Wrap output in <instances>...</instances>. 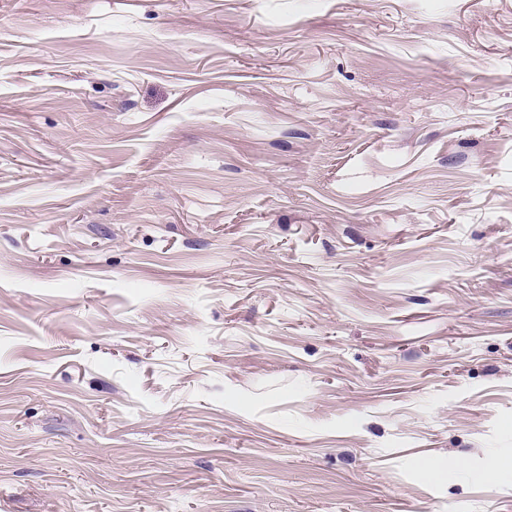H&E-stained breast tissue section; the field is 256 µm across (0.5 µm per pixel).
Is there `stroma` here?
<instances>
[{
  "mask_svg": "<svg viewBox=\"0 0 512 512\" xmlns=\"http://www.w3.org/2000/svg\"><path fill=\"white\" fill-rule=\"evenodd\" d=\"M0 512H512V0H0Z\"/></svg>",
  "mask_w": 512,
  "mask_h": 512,
  "instance_id": "obj_1",
  "label": "stroma"
}]
</instances>
